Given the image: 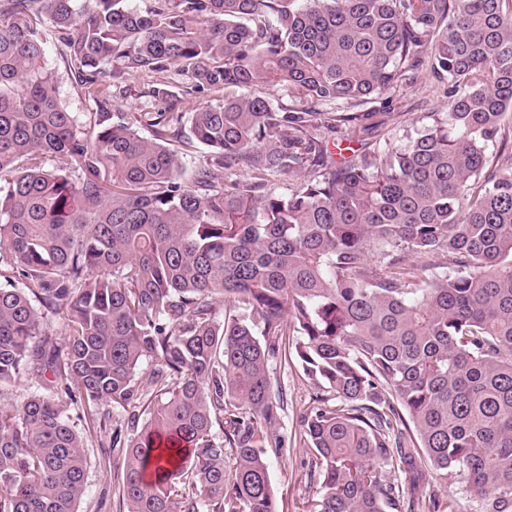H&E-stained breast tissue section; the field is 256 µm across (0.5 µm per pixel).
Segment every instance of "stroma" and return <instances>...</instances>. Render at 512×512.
Returning <instances> with one entry per match:
<instances>
[{
	"label": "stroma",
	"mask_w": 512,
	"mask_h": 512,
	"mask_svg": "<svg viewBox=\"0 0 512 512\" xmlns=\"http://www.w3.org/2000/svg\"><path fill=\"white\" fill-rule=\"evenodd\" d=\"M47 62L55 73L57 95L69 111H94V104L85 100L74 87L60 59L56 41L48 43ZM150 82V77L141 75L119 78L117 84L122 92L113 100V112L166 110V103L147 96ZM446 92V83L435 78L429 67H421L414 71L411 84L397 87L389 99H370L360 104V111L370 115L367 128L353 133L341 123L330 122L324 137L331 156L335 161H342L337 145L350 134L357 139V149L366 152L383 147L403 149L417 131L429 124L430 113L444 110L448 103ZM269 371L286 400L273 433L285 438L290 448L286 455L268 456L271 485L279 512H305L309 500L316 495V488L305 477L306 454L300 446V420L312 405L317 390L296 361L271 360ZM78 427L83 434L88 459L86 489L77 504L78 512H126L122 500V471L111 465L116 456L112 449L111 429L101 428L98 419L91 415L79 421Z\"/></svg>",
	"instance_id": "35a3bbf8"
}]
</instances>
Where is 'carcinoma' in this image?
Listing matches in <instances>:
<instances>
[{"mask_svg": "<svg viewBox=\"0 0 512 512\" xmlns=\"http://www.w3.org/2000/svg\"><path fill=\"white\" fill-rule=\"evenodd\" d=\"M127 2L0 0V389L37 387L0 405V512H77L72 413L117 406L127 512H278L279 356L322 391L301 417L307 512H459L450 475L470 512H512V152H490L512 110V0ZM50 36L96 111L58 99ZM424 62L445 111L400 151L336 164L316 108L356 125L348 108ZM112 71L189 85L154 83L168 111L116 119ZM204 91L224 96L177 126ZM279 175L299 178L286 195ZM33 392L34 388L30 381L26 378H21L2 390L0 402L5 406L13 405L18 407L23 404Z\"/></svg>", "mask_w": 512, "mask_h": 512, "instance_id": "carcinoma-1", "label": "carcinoma"}]
</instances>
